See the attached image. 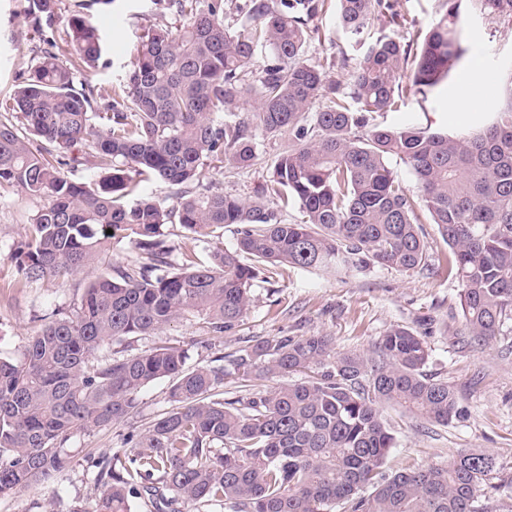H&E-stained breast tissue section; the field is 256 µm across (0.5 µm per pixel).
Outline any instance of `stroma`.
Listing matches in <instances>:
<instances>
[{
  "instance_id": "obj_1",
  "label": "stroma",
  "mask_w": 512,
  "mask_h": 512,
  "mask_svg": "<svg viewBox=\"0 0 512 512\" xmlns=\"http://www.w3.org/2000/svg\"><path fill=\"white\" fill-rule=\"evenodd\" d=\"M82 0H57L55 14L43 33L30 27L28 0H0V98L25 81L45 51L55 50L67 59V47L58 38L74 11L98 27L105 52L97 67L79 74L87 84L94 105L111 101L126 84L136 62V48L148 30L186 24V17L166 9L159 0H115L111 13L100 6L82 7ZM395 8L406 19L394 33L402 44H411L415 34L426 31L438 0H395ZM315 29L306 58L319 65L325 59L355 57L336 20L327 10L312 22ZM469 59L501 80L512 66V21L468 18ZM468 72L460 66L448 80L426 94L409 95L400 109L380 112L376 123L394 127L427 128L455 132L449 124V90L463 86ZM256 158L250 168L224 167L222 172L204 171L202 184H215L224 193L249 201L257 186L267 179L275 157L295 142L291 133L268 137L255 130ZM40 198L20 188L0 185V357L20 359L30 337L51 321L56 313L78 302L88 274L50 278L19 286L10 253L41 207ZM172 258L207 260L211 242L225 248L236 246L235 226L214 228L206 236L191 234L180 225L166 228ZM461 284L445 269H415L407 272L374 266L348 275H332L287 264L280 276H258L250 295L251 305L241 323L221 336L207 334L204 320L196 316L172 322L153 336H131L113 343L120 355H135L161 342H177L186 348L187 366L213 364L216 357L252 345L268 336H333L341 351L368 353L392 327L417 331L428 344L426 372L448 382L460 397L462 412L448 425L423 422L398 408L387 409L395 444L384 469L394 473L446 462L458 450L488 453L512 475V335L500 336L486 346L467 345L461 338L459 316ZM170 382L159 379L139 395L140 412L128 423L117 424L75 436L68 444L73 457L70 468L54 482L22 490L0 499V512H72L75 506L92 508L101 489L95 476L96 461L120 447L121 438L169 411Z\"/></svg>"
}]
</instances>
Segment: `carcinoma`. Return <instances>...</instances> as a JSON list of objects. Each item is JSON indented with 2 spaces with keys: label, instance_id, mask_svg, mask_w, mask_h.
I'll list each match as a JSON object with an SVG mask.
<instances>
[{
  "label": "carcinoma",
  "instance_id": "cac0c4a2",
  "mask_svg": "<svg viewBox=\"0 0 512 512\" xmlns=\"http://www.w3.org/2000/svg\"><path fill=\"white\" fill-rule=\"evenodd\" d=\"M57 0H29L31 27L52 21ZM327 0H171L190 21L147 32L127 84L97 112L76 75L104 52L97 27L69 20L66 62L48 51L30 77L0 102V185L46 204L12 249L20 283L93 269L124 235L147 262L89 280L80 302L32 336L19 360L0 358V499L58 478L72 464L65 445L138 410L149 383L171 380L172 409L96 462L101 495L93 512H151L222 504L232 512H512L497 496L509 484L487 453L460 451L446 463L391 475L383 466L394 435L382 406L446 425L461 413L456 391L425 374V339L396 326L370 354L339 352L333 337L272 336L229 356L228 366L185 368V349L163 343L112 356V343L149 336L201 314L215 335L246 314L252 282L280 263L337 273L370 266L428 265L418 210L450 248L448 272L462 284L460 314L469 342L512 330V72L502 106L474 132L429 133L373 123L412 92L448 79L467 52L458 27L463 0L440 9L416 52L383 35L366 44L369 22L404 23L391 0H336V15L361 59L328 67L305 59L309 24ZM488 19L512 20V0H468ZM245 17L225 23L227 9ZM275 62L253 70L258 47ZM348 75L351 92L327 72ZM250 104L253 111L236 108ZM294 133L276 156L257 200L196 189L206 168L248 167L251 125ZM81 152L98 178L60 171L56 155ZM397 156L418 192L390 168ZM76 157L72 161L80 160ZM151 177L177 187L176 203H130ZM298 205L288 224L278 210ZM205 235L237 225L236 247L216 243L206 263L176 268L165 229ZM112 233H107V230ZM244 387L286 382L249 397L224 398V379ZM369 487L371 492L364 494Z\"/></svg>",
  "mask_w": 512,
  "mask_h": 512
}]
</instances>
